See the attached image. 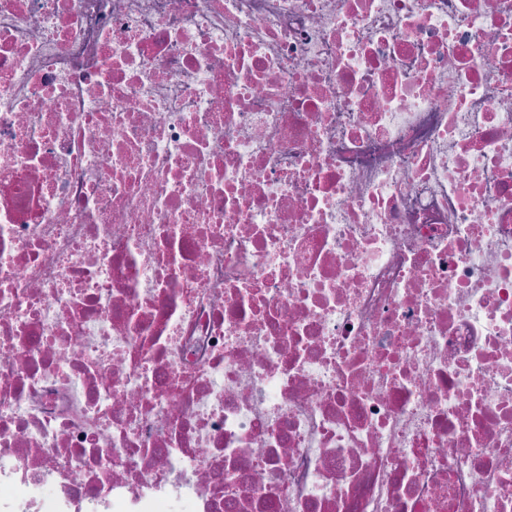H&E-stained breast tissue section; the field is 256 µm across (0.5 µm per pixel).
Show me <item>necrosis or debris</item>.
Here are the masks:
<instances>
[{
    "label": "necrosis or debris",
    "instance_id": "obj_1",
    "mask_svg": "<svg viewBox=\"0 0 512 512\" xmlns=\"http://www.w3.org/2000/svg\"><path fill=\"white\" fill-rule=\"evenodd\" d=\"M0 512H512V0H0Z\"/></svg>",
    "mask_w": 512,
    "mask_h": 512
}]
</instances>
